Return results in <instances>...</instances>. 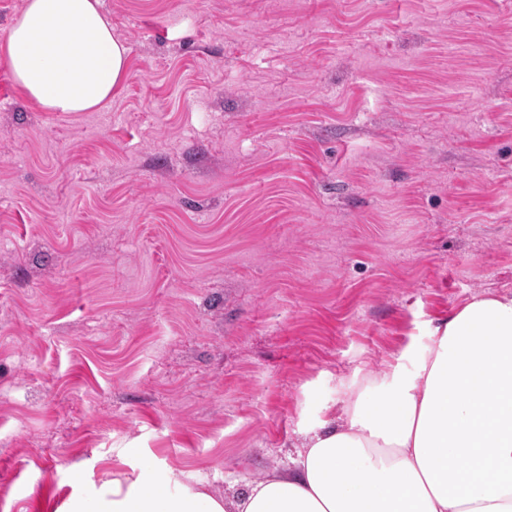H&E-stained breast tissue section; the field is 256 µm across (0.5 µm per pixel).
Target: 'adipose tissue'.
I'll use <instances>...</instances> for the list:
<instances>
[{
	"label": "adipose tissue",
	"instance_id": "ef3b65f1",
	"mask_svg": "<svg viewBox=\"0 0 512 512\" xmlns=\"http://www.w3.org/2000/svg\"><path fill=\"white\" fill-rule=\"evenodd\" d=\"M0 54L49 112L95 111L127 75L99 0H25ZM338 391L341 422H319L287 471L239 494L143 473L65 512H512V296L472 298L433 328L413 370Z\"/></svg>",
	"mask_w": 512,
	"mask_h": 512
}]
</instances>
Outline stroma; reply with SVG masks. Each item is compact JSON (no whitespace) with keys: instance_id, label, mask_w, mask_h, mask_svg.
<instances>
[{"instance_id":"stroma-1","label":"stroma","mask_w":512,"mask_h":512,"mask_svg":"<svg viewBox=\"0 0 512 512\" xmlns=\"http://www.w3.org/2000/svg\"><path fill=\"white\" fill-rule=\"evenodd\" d=\"M129 72L0 58V512L288 463L336 386L512 295V0H100Z\"/></svg>"}]
</instances>
